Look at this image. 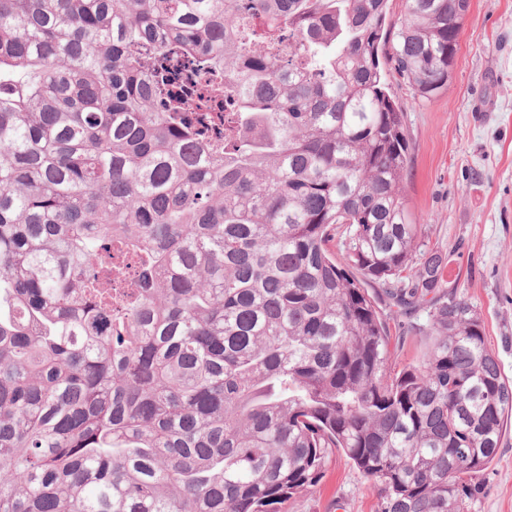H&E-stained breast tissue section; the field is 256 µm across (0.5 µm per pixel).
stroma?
Instances as JSON below:
<instances>
[{
	"label": "stroma",
	"mask_w": 512,
	"mask_h": 512,
	"mask_svg": "<svg viewBox=\"0 0 512 512\" xmlns=\"http://www.w3.org/2000/svg\"><path fill=\"white\" fill-rule=\"evenodd\" d=\"M405 114L408 207L429 247L455 254L459 293L480 313L490 348L512 379V0H470L448 88L414 100L393 82ZM472 512H512V426L481 476ZM378 484L334 453L320 483L282 512H378Z\"/></svg>",
	"instance_id": "obj_1"
}]
</instances>
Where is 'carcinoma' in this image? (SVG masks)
I'll use <instances>...</instances> for the list:
<instances>
[{"mask_svg":"<svg viewBox=\"0 0 512 512\" xmlns=\"http://www.w3.org/2000/svg\"><path fill=\"white\" fill-rule=\"evenodd\" d=\"M404 2L0 0V512H280L337 451L471 512L512 380L387 81L448 89L469 0Z\"/></svg>","mask_w":512,"mask_h":512,"instance_id":"carcinoma-1","label":"carcinoma"}]
</instances>
